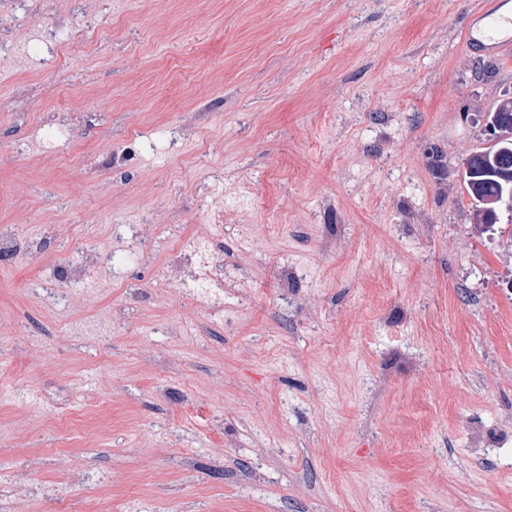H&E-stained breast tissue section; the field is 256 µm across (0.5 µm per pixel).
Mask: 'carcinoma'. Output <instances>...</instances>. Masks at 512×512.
Here are the masks:
<instances>
[{"instance_id": "carcinoma-1", "label": "carcinoma", "mask_w": 512, "mask_h": 512, "mask_svg": "<svg viewBox=\"0 0 512 512\" xmlns=\"http://www.w3.org/2000/svg\"><path fill=\"white\" fill-rule=\"evenodd\" d=\"M493 111L502 126L512 131V97L500 99ZM462 181L474 202V223H489V211L497 209L499 199L512 189V137L469 155L464 162Z\"/></svg>"}]
</instances>
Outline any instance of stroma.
Returning a JSON list of instances; mask_svg holds the SVG:
<instances>
[{
  "mask_svg": "<svg viewBox=\"0 0 512 512\" xmlns=\"http://www.w3.org/2000/svg\"><path fill=\"white\" fill-rule=\"evenodd\" d=\"M480 3L55 0L0 45V512H512ZM502 126L512 131V97L498 101L483 119V132L490 147L473 152L464 162L462 176L467 195L474 202L472 218L475 228L487 232L497 223L488 220L490 208H498V200L512 190V137L500 141L503 127L495 119V113ZM499 141V142H498ZM187 274L182 288L209 302L210 313L222 309L224 301V246L205 238L189 237L182 241Z\"/></svg>",
  "mask_w": 512,
  "mask_h": 512,
  "instance_id": "obj_1",
  "label": "stroma"
}]
</instances>
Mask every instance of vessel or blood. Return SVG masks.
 I'll list each match as a JSON object with an SVG mask.
<instances>
[{
	"label": "vessel or blood",
	"mask_w": 512,
	"mask_h": 512,
	"mask_svg": "<svg viewBox=\"0 0 512 512\" xmlns=\"http://www.w3.org/2000/svg\"><path fill=\"white\" fill-rule=\"evenodd\" d=\"M475 17L476 25L464 35L469 52L498 56L512 52V0H483Z\"/></svg>",
	"instance_id": "obj_1"
}]
</instances>
